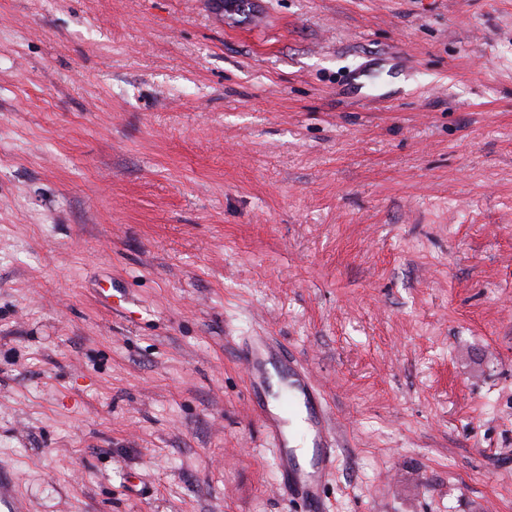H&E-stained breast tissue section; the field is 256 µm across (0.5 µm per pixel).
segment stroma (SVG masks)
<instances>
[{"label":"stroma","mask_w":512,"mask_h":512,"mask_svg":"<svg viewBox=\"0 0 512 512\" xmlns=\"http://www.w3.org/2000/svg\"><path fill=\"white\" fill-rule=\"evenodd\" d=\"M262 336L326 512H512V0H0L25 512H303ZM274 346L267 340H261L259 345L245 353L242 360L249 375V385L253 392L264 391L271 383V366L276 374H280L285 368L288 374V400L294 404L295 400L303 401L313 416L318 414L321 431H324L318 448V463L310 470L302 466L295 458L281 452L278 458V467L282 476V482L288 492L300 495L306 505V512H324L323 487L326 483L336 459V448L333 440L326 436L325 410L323 409L317 389L311 383L302 367H298L293 361L285 364L284 356L272 353ZM275 360V361H273ZM309 406V407H308ZM306 417V409L303 404H300L296 413L291 417V424L286 429L289 445L296 449V453L300 457H306L310 453L311 436Z\"/></svg>","instance_id":"stroma-1"}]
</instances>
